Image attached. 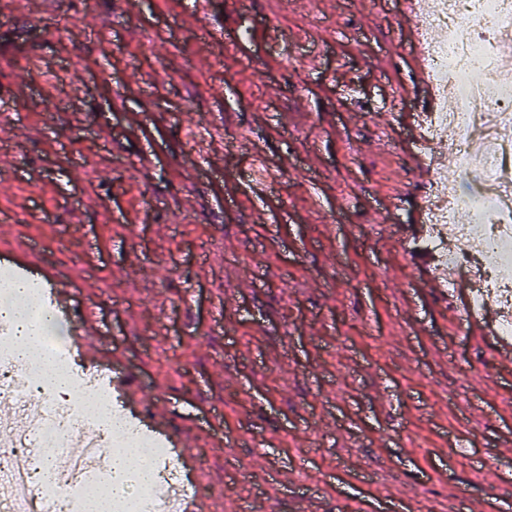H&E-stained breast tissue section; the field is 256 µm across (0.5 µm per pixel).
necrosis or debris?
Instances as JSON below:
<instances>
[{"mask_svg":"<svg viewBox=\"0 0 512 512\" xmlns=\"http://www.w3.org/2000/svg\"><path fill=\"white\" fill-rule=\"evenodd\" d=\"M416 19L423 61L437 92L426 129L436 153L456 172H435L424 195L426 249L442 265L467 273L470 295L496 312L499 335H512V66L501 48L512 41V0H428ZM57 373L16 368L9 339L0 340V401L23 387L48 401L49 416L29 422L0 454V473L15 474L16 491L0 499V512H86L90 492L112 501V512H170L167 490H181L184 477L157 438L129 422L117 437L115 419L89 422L71 386L84 375L72 344L47 333L39 347ZM91 436L88 460L45 474L44 449L66 453L77 433ZM145 449L153 481L141 484L129 471L114 476L112 459L127 444Z\"/></svg>","mask_w":512,"mask_h":512,"instance_id":"obj_1","label":"necrosis or debris"}]
</instances>
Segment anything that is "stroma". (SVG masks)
<instances>
[{"label": "stroma", "instance_id": "1", "mask_svg": "<svg viewBox=\"0 0 512 512\" xmlns=\"http://www.w3.org/2000/svg\"><path fill=\"white\" fill-rule=\"evenodd\" d=\"M418 36L407 0H0V271L38 242L80 344L165 391L200 512L256 499L230 456L293 473L266 512H512V369L419 276Z\"/></svg>", "mask_w": 512, "mask_h": 512}]
</instances>
